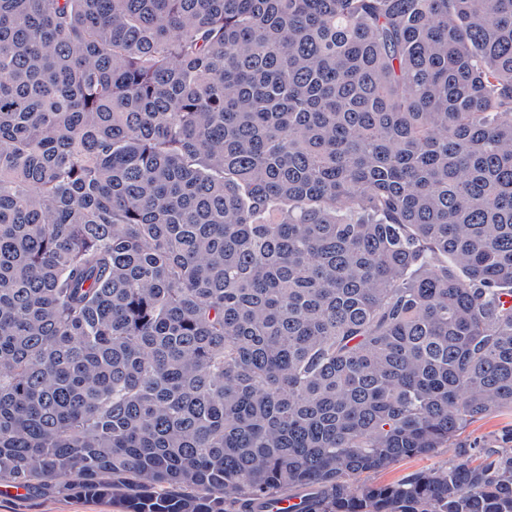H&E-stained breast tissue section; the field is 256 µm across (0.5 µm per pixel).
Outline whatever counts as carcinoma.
<instances>
[{
  "label": "carcinoma",
  "instance_id": "carcinoma-1",
  "mask_svg": "<svg viewBox=\"0 0 512 512\" xmlns=\"http://www.w3.org/2000/svg\"><path fill=\"white\" fill-rule=\"evenodd\" d=\"M512 0H0V486L512 512ZM512 427V412L504 411L471 424L456 440L448 444L447 448H439L433 456L407 458L396 463L391 468L373 474L366 478L375 484L394 482L403 476L427 469L436 464H451L458 458L459 447L470 448L471 453L479 455L485 452L510 448L511 444H502L499 437L502 431ZM475 447V448H474Z\"/></svg>",
  "mask_w": 512,
  "mask_h": 512
}]
</instances>
